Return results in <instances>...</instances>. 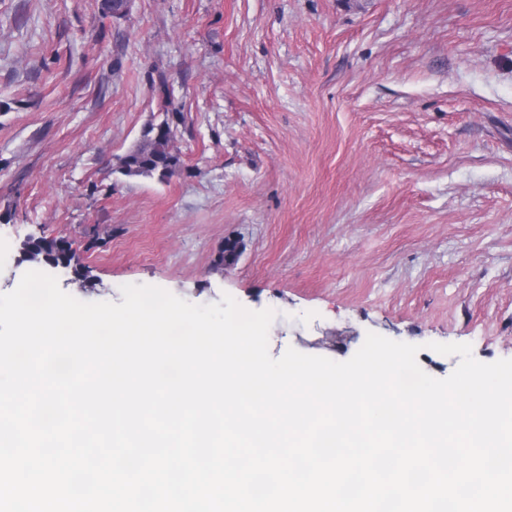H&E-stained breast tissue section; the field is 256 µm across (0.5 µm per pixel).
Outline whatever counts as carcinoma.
I'll list each match as a JSON object with an SVG mask.
<instances>
[{
    "label": "carcinoma",
    "instance_id": "carcinoma-1",
    "mask_svg": "<svg viewBox=\"0 0 512 512\" xmlns=\"http://www.w3.org/2000/svg\"><path fill=\"white\" fill-rule=\"evenodd\" d=\"M182 120L179 112H167L157 124H149L136 147L122 158L118 170L125 176H155L165 181L181 167L178 153L173 149L175 129ZM30 259L35 262H62L69 266L76 277L87 279L72 243L63 238L31 237L26 243ZM240 242L227 239L219 258L220 264L230 265L238 260Z\"/></svg>",
    "mask_w": 512,
    "mask_h": 512
}]
</instances>
